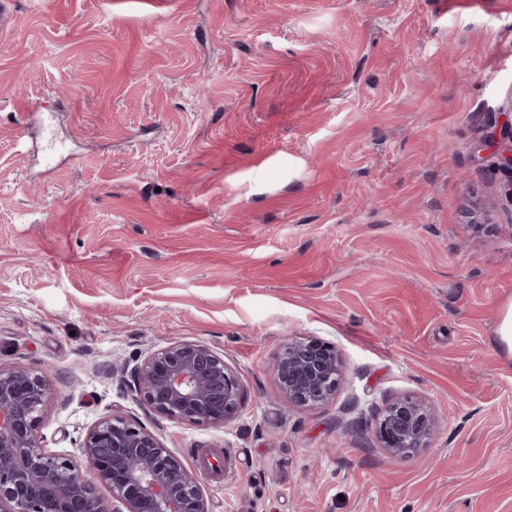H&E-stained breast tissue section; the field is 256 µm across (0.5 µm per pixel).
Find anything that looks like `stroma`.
Segmentation results:
<instances>
[{
  "label": "stroma",
  "mask_w": 512,
  "mask_h": 512,
  "mask_svg": "<svg viewBox=\"0 0 512 512\" xmlns=\"http://www.w3.org/2000/svg\"><path fill=\"white\" fill-rule=\"evenodd\" d=\"M511 108L512 0H10L0 365L47 371L42 446L81 459L114 413L211 512H512V179L476 149ZM302 339L344 364L319 406L272 372ZM175 341L236 373L232 422L134 398L126 366ZM402 395L440 430L400 457L374 416Z\"/></svg>",
  "instance_id": "1"
}]
</instances>
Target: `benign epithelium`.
Instances as JSON below:
<instances>
[{
  "label": "benign epithelium",
  "mask_w": 512,
  "mask_h": 512,
  "mask_svg": "<svg viewBox=\"0 0 512 512\" xmlns=\"http://www.w3.org/2000/svg\"><path fill=\"white\" fill-rule=\"evenodd\" d=\"M497 165L512 178V120L488 132ZM281 391L301 406L323 404L344 370L336 350L315 340L288 343L273 366ZM130 390L155 415L224 425L240 407L241 384L212 348L176 341L148 353L129 371ZM51 389L47 375L26 366L0 367V512H210L197 478L154 432L117 415L87 432L84 464L40 444L38 427ZM437 419L411 396L396 397L376 418L383 448L405 455L431 445ZM106 486L107 505L98 493Z\"/></svg>",
  "instance_id": "benign-epithelium-1"
}]
</instances>
